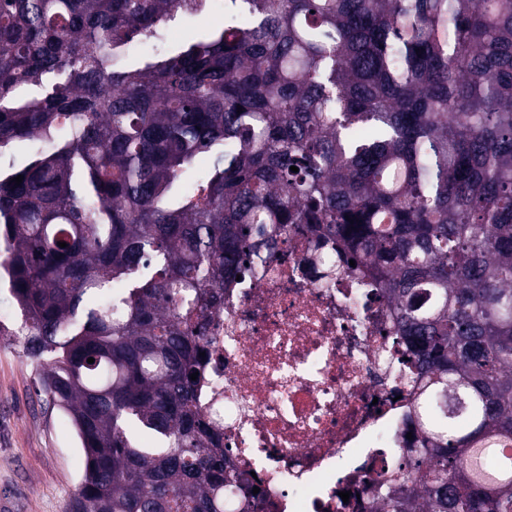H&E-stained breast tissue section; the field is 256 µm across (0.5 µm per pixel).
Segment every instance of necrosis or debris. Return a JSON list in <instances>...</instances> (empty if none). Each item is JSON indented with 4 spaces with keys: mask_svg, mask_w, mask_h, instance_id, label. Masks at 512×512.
<instances>
[{
    "mask_svg": "<svg viewBox=\"0 0 512 512\" xmlns=\"http://www.w3.org/2000/svg\"><path fill=\"white\" fill-rule=\"evenodd\" d=\"M333 250L288 233L212 312L197 402L231 471L260 480L252 512H370L405 455L416 393L393 311L370 279L319 278Z\"/></svg>",
    "mask_w": 512,
    "mask_h": 512,
    "instance_id": "4bbe7bcc",
    "label": "necrosis or debris"
}]
</instances>
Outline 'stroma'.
<instances>
[{
  "mask_svg": "<svg viewBox=\"0 0 512 512\" xmlns=\"http://www.w3.org/2000/svg\"><path fill=\"white\" fill-rule=\"evenodd\" d=\"M223 7L178 16L160 50L178 48L222 26ZM22 317L8 286L0 287V501L13 512H65L83 469L68 416L39 391V370L24 351Z\"/></svg>",
  "mask_w": 512,
  "mask_h": 512,
  "instance_id": "stroma-1",
  "label": "stroma"
}]
</instances>
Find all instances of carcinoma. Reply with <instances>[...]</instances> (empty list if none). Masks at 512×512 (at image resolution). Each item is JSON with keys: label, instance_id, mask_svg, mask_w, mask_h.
I'll return each instance as SVG.
<instances>
[{"label": "carcinoma", "instance_id": "carcinoma-1", "mask_svg": "<svg viewBox=\"0 0 512 512\" xmlns=\"http://www.w3.org/2000/svg\"><path fill=\"white\" fill-rule=\"evenodd\" d=\"M205 2L0 0V157L50 145L0 163V268L80 441L67 512H228L190 375L224 280L290 224L384 288L415 369L374 512H512L470 470L484 443L512 474V0H224L124 63ZM224 21V0L223 5L219 4L216 8L196 16H178L174 26L166 31L165 41L159 44V49L153 53H141L134 48V43L128 50V58L131 61L140 60V58L152 55L161 51L178 48L185 41L196 40L203 37L211 29L222 26ZM174 33V34H172Z\"/></svg>", "mask_w": 512, "mask_h": 512}]
</instances>
